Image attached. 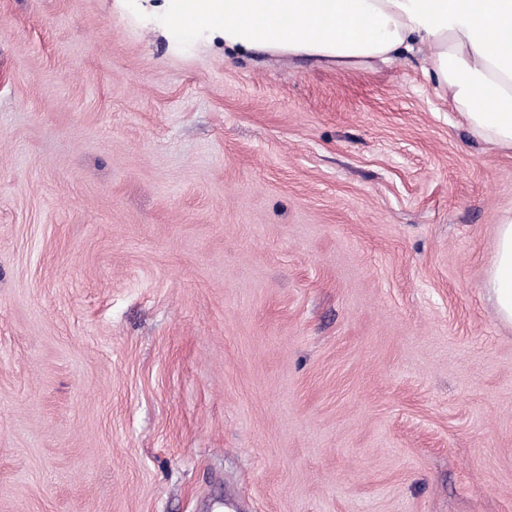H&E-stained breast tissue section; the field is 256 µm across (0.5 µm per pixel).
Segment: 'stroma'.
<instances>
[{"label": "stroma", "mask_w": 512, "mask_h": 512, "mask_svg": "<svg viewBox=\"0 0 512 512\" xmlns=\"http://www.w3.org/2000/svg\"><path fill=\"white\" fill-rule=\"evenodd\" d=\"M162 2L0 0V512H512V152ZM484 288L498 320L512 325V212L502 216L497 225V251Z\"/></svg>", "instance_id": "1"}]
</instances>
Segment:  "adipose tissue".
<instances>
[{
	"label": "adipose tissue",
	"mask_w": 512,
	"mask_h": 512,
	"mask_svg": "<svg viewBox=\"0 0 512 512\" xmlns=\"http://www.w3.org/2000/svg\"><path fill=\"white\" fill-rule=\"evenodd\" d=\"M174 30L225 50H265L342 69L421 55L424 75L492 148L512 151V0H164ZM484 288L512 325V213L497 226Z\"/></svg>",
	"instance_id": "adipose-tissue-1"
}]
</instances>
